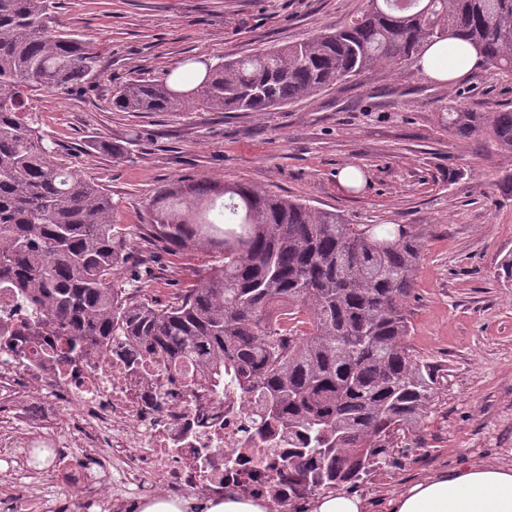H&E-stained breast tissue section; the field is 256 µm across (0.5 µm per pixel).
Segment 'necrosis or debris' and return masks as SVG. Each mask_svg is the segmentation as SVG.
Wrapping results in <instances>:
<instances>
[{
	"label": "necrosis or debris",
	"mask_w": 512,
	"mask_h": 512,
	"mask_svg": "<svg viewBox=\"0 0 512 512\" xmlns=\"http://www.w3.org/2000/svg\"><path fill=\"white\" fill-rule=\"evenodd\" d=\"M29 346L0 365V439L19 448L8 463L16 486L30 473L23 457L42 453L57 490H76L92 512L113 502L139 504L156 489L173 498H220L228 491L272 501L283 497L278 472L285 447L260 442L256 408L233 392H191L164 381L163 364L129 365L127 347L89 350L79 373L43 364ZM78 408L75 434L60 428L58 404ZM80 449L79 458L69 449Z\"/></svg>",
	"instance_id": "necrosis-or-debris-1"
}]
</instances>
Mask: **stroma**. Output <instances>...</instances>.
Here are the masks:
<instances>
[{"instance_id":"stroma-1","label":"stroma","mask_w":512,"mask_h":512,"mask_svg":"<svg viewBox=\"0 0 512 512\" xmlns=\"http://www.w3.org/2000/svg\"><path fill=\"white\" fill-rule=\"evenodd\" d=\"M365 0H57L56 25L89 41L100 71L84 90L42 92L36 118L60 153L102 185L129 231L122 271L147 272L149 293L171 301L199 281L206 248L169 255L146 231L150 203L185 176L249 182L331 209L351 224H410L425 245L409 342L446 369L447 386L416 435L392 448L356 490L367 512L411 481L471 462L512 466V162L488 139L448 131L450 108H512V74L483 67L453 83L417 62L365 71L267 112H116V86L156 80L184 58L208 62L344 27ZM124 146L123 157L104 152ZM356 166L357 189L338 171Z\"/></svg>"}]
</instances>
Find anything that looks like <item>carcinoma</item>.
<instances>
[{
  "label": "carcinoma",
  "mask_w": 512,
  "mask_h": 512,
  "mask_svg": "<svg viewBox=\"0 0 512 512\" xmlns=\"http://www.w3.org/2000/svg\"><path fill=\"white\" fill-rule=\"evenodd\" d=\"M53 9L0 0V286L54 331L48 353L63 365L119 338L191 389L260 400L255 430L296 441L282 464L288 496L363 483L370 460L420 426L444 379L407 343L420 236L409 224H348L251 183L185 177L152 200L149 228L175 254L207 246L213 264L157 303L139 275L119 276L110 196L32 117L34 95L71 92L100 66ZM447 38L512 73V0H367L341 29L215 64L188 58L173 83L117 86L112 110L266 112ZM448 131L489 138L512 159V109L456 108Z\"/></svg>",
  "instance_id": "obj_1"
}]
</instances>
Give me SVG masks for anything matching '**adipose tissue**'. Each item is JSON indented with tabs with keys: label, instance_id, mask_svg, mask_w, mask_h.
<instances>
[{
	"label": "adipose tissue",
	"instance_id": "1",
	"mask_svg": "<svg viewBox=\"0 0 512 512\" xmlns=\"http://www.w3.org/2000/svg\"><path fill=\"white\" fill-rule=\"evenodd\" d=\"M483 57L469 43L441 40L427 46L420 69L450 82L478 69ZM269 503L230 492L221 499H154L141 512H270ZM389 512H512V467L473 462L410 483L389 502Z\"/></svg>",
	"mask_w": 512,
	"mask_h": 512
}]
</instances>
